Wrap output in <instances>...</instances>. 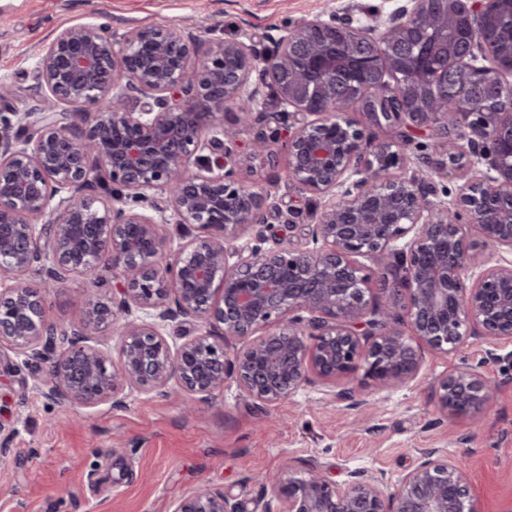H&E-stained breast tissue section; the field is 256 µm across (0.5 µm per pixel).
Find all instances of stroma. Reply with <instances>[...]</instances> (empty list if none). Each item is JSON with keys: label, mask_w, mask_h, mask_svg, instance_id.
Masks as SVG:
<instances>
[{"label": "stroma", "mask_w": 512, "mask_h": 512, "mask_svg": "<svg viewBox=\"0 0 512 512\" xmlns=\"http://www.w3.org/2000/svg\"><path fill=\"white\" fill-rule=\"evenodd\" d=\"M400 0H0V83L11 89L9 109L38 105L36 66L61 29L106 24L120 35L139 27H177L191 42L190 62L207 61L212 40L239 39L258 54L276 51L280 29L319 17L386 19ZM281 105L265 94L258 121L243 127L237 144L244 165L237 181L270 195L263 223L242 244L305 247L318 199L290 180L288 153L273 162L249 161L254 140L284 135ZM111 301L109 283L80 275L50 289L49 317L79 324L85 298ZM0 373V430L12 451L0 461V512H172L174 502L202 487L223 491L243 512H265L268 479L304 476L316 463L331 480L384 474L397 481L413 470L423 448L467 453L470 490L483 512H512V342L488 347L472 338L450 354L428 353L416 381L377 390L359 376L375 410L337 402L329 385L305 384L277 406L247 397L235 379L209 401H193L177 383L167 393L125 392L121 404L92 408L56 404L32 387L22 358ZM480 365L499 388L478 419H450L435 406L440 380L462 364Z\"/></svg>", "instance_id": "stroma-1"}]
</instances>
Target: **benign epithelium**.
I'll list each match as a JSON object with an SVG mask.
<instances>
[{
	"mask_svg": "<svg viewBox=\"0 0 512 512\" xmlns=\"http://www.w3.org/2000/svg\"><path fill=\"white\" fill-rule=\"evenodd\" d=\"M432 2L405 0L383 21L316 17L282 31L273 57L220 40L198 69L174 27L133 29L119 42L104 25L60 30L39 60L38 111L14 120L0 113V280L9 282L0 290V364L9 369L10 355L25 357L45 399L84 408L118 404L127 390L164 392L172 381L206 398L231 377L267 406L315 378L339 386L337 400L369 407L354 399L361 367L379 388L393 389L417 379L426 349L448 354L476 337L511 342L512 264L488 266L467 283L475 257L459 218L490 250L512 251V110L468 120L469 82L445 75L435 78L441 107L416 112L411 84L384 77L402 60L407 32L427 28ZM449 3L453 26L469 29L459 65L511 86L512 70L495 65L497 46L480 36L491 0ZM350 36L375 58L374 104L395 106L364 116L399 128L404 145L417 135L435 138L447 160L430 162L431 173L461 171L452 202L430 199L431 183L407 173L394 143L365 140L338 116L362 106L370 83H357L346 98L331 78L316 96L284 78L293 53ZM480 58L493 65H475ZM257 69L283 115L294 118L284 141L290 178L324 199L311 248L224 246L264 222L269 199L233 179L239 129L223 123L236 98L263 103L261 87L249 84ZM131 92L138 94L132 111L119 105ZM62 105L77 112L58 111ZM90 107L94 119L79 120ZM215 128L220 135L204 139ZM155 190L167 194L179 226L201 231L168 256L166 219L148 213ZM362 258L402 270L397 282L380 283L387 298L375 306ZM103 270L112 301L88 304L73 329L49 321L32 274L60 287L74 274L97 284ZM187 322L199 334L171 347L165 332ZM216 323L218 338L206 329ZM105 327L118 339L115 361L98 340ZM230 340L241 343L231 354ZM497 390L480 365L465 364L440 380L436 405L447 418L474 417ZM270 489L277 512H481L463 460L438 448L420 450L417 466L393 485L382 474L336 483L313 464L303 477L271 479ZM172 512L241 509L204 488Z\"/></svg>",
	"mask_w": 512,
	"mask_h": 512,
	"instance_id": "7a95c632",
	"label": "benign epithelium"
}]
</instances>
